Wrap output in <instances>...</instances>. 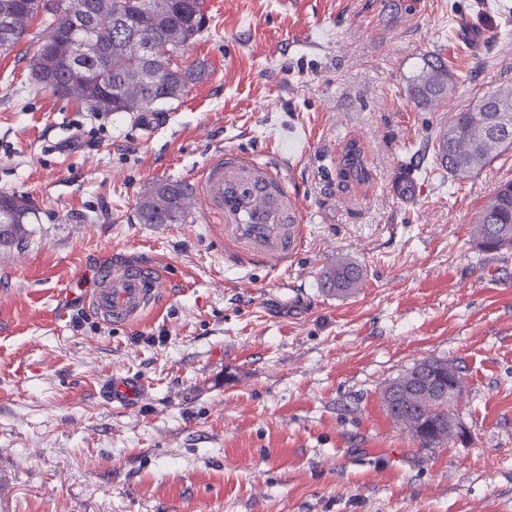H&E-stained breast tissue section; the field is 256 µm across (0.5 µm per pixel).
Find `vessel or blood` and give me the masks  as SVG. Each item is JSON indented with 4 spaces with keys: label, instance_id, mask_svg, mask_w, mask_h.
Masks as SVG:
<instances>
[{
    "label": "vessel or blood",
    "instance_id": "1",
    "mask_svg": "<svg viewBox=\"0 0 512 512\" xmlns=\"http://www.w3.org/2000/svg\"><path fill=\"white\" fill-rule=\"evenodd\" d=\"M191 193L206 204L228 258L234 263L279 266L303 243L299 198L272 163L227 148L193 178ZM169 280L154 260L116 259L99 267L87 305L103 321H138L166 293Z\"/></svg>",
    "mask_w": 512,
    "mask_h": 512
}]
</instances>
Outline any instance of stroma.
<instances>
[{
	"label": "stroma",
	"mask_w": 512,
	"mask_h": 512,
	"mask_svg": "<svg viewBox=\"0 0 512 512\" xmlns=\"http://www.w3.org/2000/svg\"><path fill=\"white\" fill-rule=\"evenodd\" d=\"M179 62L202 71L164 119L96 115L37 83L44 29L0 52V193L33 209L0 245V512H512V248L470 227L512 180V149L464 183L434 168L452 109L512 86V0H204ZM468 70L418 107L425 56ZM359 140L366 184L335 159ZM272 161L304 242L237 268L193 200L143 224L141 192L191 182L214 152ZM415 189L405 194L401 178ZM152 257L173 286L135 325L90 313L98 264ZM343 257L365 272L323 292ZM460 366L468 432L422 448L381 389L421 359ZM137 382L126 406L112 379ZM364 280L365 274L361 266L344 258H337L323 271L321 286L336 296H347L362 288Z\"/></svg>",
	"instance_id": "stroma-1"
}]
</instances>
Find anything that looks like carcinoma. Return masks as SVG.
<instances>
[{
	"label": "carcinoma",
	"instance_id": "obj_1",
	"mask_svg": "<svg viewBox=\"0 0 512 512\" xmlns=\"http://www.w3.org/2000/svg\"><path fill=\"white\" fill-rule=\"evenodd\" d=\"M157 0H0V49L3 43L14 47L23 39L27 23L37 14L49 16L41 44L30 57L34 79L52 89L62 98L80 100L97 112H139L158 116L166 106L180 100L189 85L196 80L191 68L174 63L185 44L200 35L206 23L203 0H168V7L157 9ZM94 6L116 19L112 26L95 35V40L109 52L107 78L80 81L73 66L93 67L96 55L84 56L76 45L75 31L69 15L80 6ZM137 39L149 49L166 54L159 60L153 55L139 56L128 49L131 39ZM460 76L440 55L423 59L419 74L412 80L409 95L420 106L435 107L453 98ZM512 102V88H500L486 93L451 113L442 126L436 165L462 182L482 169L504 150L512 147V111L500 114L496 136L485 135L486 118L497 114L501 101ZM364 147L350 141L338 163V175L344 181L366 184L370 173L363 160ZM191 193L186 184L160 181L140 197L138 218L143 224H181L188 215ZM24 198L0 193V223L9 224L10 236L23 240L26 224L33 211L30 205L17 203ZM481 212L486 221L473 225L471 234L480 244L496 250L512 246V181L502 184L484 202ZM361 266L338 258L322 273L321 286L338 296L353 294L363 286ZM437 376L440 391L418 386L421 374L414 363L381 391L380 401L386 414L423 448H432L452 441L449 436L448 383L458 385L463 395L465 378L448 361L429 359Z\"/></svg>",
	"mask_w": 512,
	"mask_h": 512
}]
</instances>
